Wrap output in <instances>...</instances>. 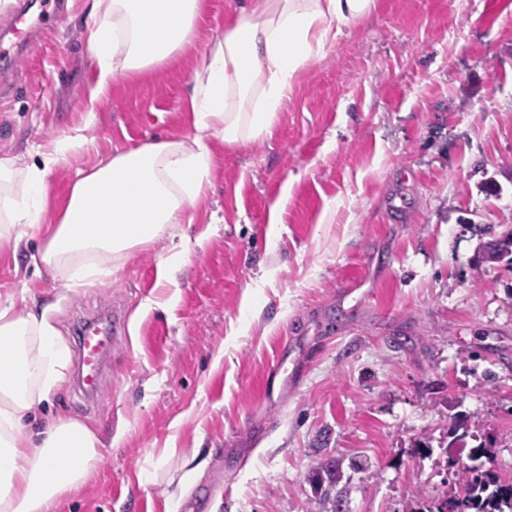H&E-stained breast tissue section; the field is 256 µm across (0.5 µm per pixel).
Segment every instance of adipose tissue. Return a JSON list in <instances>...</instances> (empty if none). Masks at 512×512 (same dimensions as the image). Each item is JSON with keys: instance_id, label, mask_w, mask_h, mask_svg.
Instances as JSON below:
<instances>
[{"instance_id": "obj_1", "label": "adipose tissue", "mask_w": 512, "mask_h": 512, "mask_svg": "<svg viewBox=\"0 0 512 512\" xmlns=\"http://www.w3.org/2000/svg\"><path fill=\"white\" fill-rule=\"evenodd\" d=\"M376 0H235L212 37L188 93L191 141L146 142L78 174L37 262L80 288L133 250L191 220L216 159L272 136L300 74ZM208 0H86L85 34L96 64L95 95L168 66L197 36ZM85 114L66 142L0 158V245L17 248L50 202V176L84 140ZM65 347L47 316L0 307V512H56L100 461L83 423L52 420L34 435L22 422L65 375Z\"/></svg>"}]
</instances>
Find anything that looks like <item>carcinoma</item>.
<instances>
[{
    "label": "carcinoma",
    "instance_id": "cac0c4a2",
    "mask_svg": "<svg viewBox=\"0 0 512 512\" xmlns=\"http://www.w3.org/2000/svg\"><path fill=\"white\" fill-rule=\"evenodd\" d=\"M479 253L486 262H497L512 255V231L502 238L481 246ZM485 446L478 445L469 453L476 464L459 475L461 492L426 508H411L407 512H512V481L500 479L480 461Z\"/></svg>",
    "mask_w": 512,
    "mask_h": 512
}]
</instances>
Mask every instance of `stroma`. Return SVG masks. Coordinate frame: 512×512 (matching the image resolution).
Segmentation results:
<instances>
[{
    "mask_svg": "<svg viewBox=\"0 0 512 512\" xmlns=\"http://www.w3.org/2000/svg\"><path fill=\"white\" fill-rule=\"evenodd\" d=\"M28 54L0 56V158L85 143L50 176L43 226L0 249V304L45 312L68 351L80 317L124 323L98 401L64 377L29 428L78 420L100 439L58 512H403L459 492L468 448L512 479V265L482 243L512 229V0H376L302 72L271 138L225 150L195 221L77 290L30 258L78 172L146 141L188 139L194 71L232 0H209L193 46L91 102L85 0ZM181 242L174 275L161 258ZM283 362L274 391L262 383ZM468 435L455 445L456 413ZM205 467L179 486L182 465ZM341 461L336 484L314 486Z\"/></svg>",
    "mask_w": 512,
    "mask_h": 512,
    "instance_id": "stroma-1",
    "label": "stroma"
}]
</instances>
